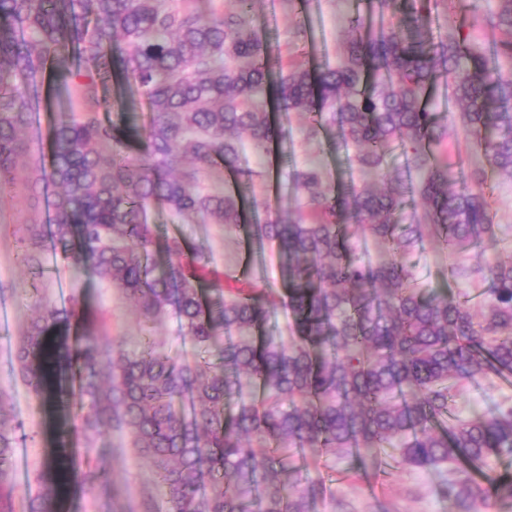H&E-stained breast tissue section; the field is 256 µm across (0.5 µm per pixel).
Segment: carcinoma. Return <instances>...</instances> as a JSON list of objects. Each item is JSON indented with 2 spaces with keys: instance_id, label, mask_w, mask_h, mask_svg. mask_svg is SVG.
I'll return each instance as SVG.
<instances>
[{
  "instance_id": "obj_1",
  "label": "carcinoma",
  "mask_w": 512,
  "mask_h": 512,
  "mask_svg": "<svg viewBox=\"0 0 512 512\" xmlns=\"http://www.w3.org/2000/svg\"><path fill=\"white\" fill-rule=\"evenodd\" d=\"M346 16L336 66H289L275 74L274 47L254 24V0L205 13L173 0H0V193L15 181L18 133L32 121L27 91L49 67L84 77L96 109L71 110L52 130L47 166L35 184L58 188L50 236L83 273L117 288L136 308L138 347L100 341L83 317L75 349L53 337L70 329L79 304L41 303L17 346L21 378L47 394L62 362H77L86 447L105 431L126 433L152 464L169 512H309L320 479L291 457L377 462L382 448L400 466L454 475L442 485L456 512L512 500V405L453 418L457 388L512 375V261L479 262L480 310L453 292L418 285L408 257L424 240L476 251L495 235L484 170L449 187L448 155L432 144L448 126L424 98L451 82L463 129L485 166L512 178V0L486 18L503 37L476 49L465 31L443 39L433 12L453 19L461 0H360ZM121 75L148 100L138 129L111 121L98 86ZM305 117L312 136L336 129L354 162L384 187L332 186L320 170H294L308 213L249 226L282 258L283 289L209 278V255H189L178 236L156 240L148 212L196 215L236 229L243 200L264 169H242L243 140L261 154L282 137L268 102ZM401 149L405 164L389 168ZM222 167L233 191L203 186ZM426 223L405 224L408 200ZM386 247L373 261L353 253L351 228ZM44 230L28 224L22 260L43 271ZM293 315V336H265L268 316ZM175 316L197 355L172 356L153 338ZM18 425L0 413V512H51L68 477L63 452L34 474L37 493L15 508ZM82 471L89 490L106 483Z\"/></svg>"
}]
</instances>
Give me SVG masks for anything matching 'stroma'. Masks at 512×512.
Returning <instances> with one entry per match:
<instances>
[{
	"instance_id": "obj_1",
	"label": "stroma",
	"mask_w": 512,
	"mask_h": 512,
	"mask_svg": "<svg viewBox=\"0 0 512 512\" xmlns=\"http://www.w3.org/2000/svg\"><path fill=\"white\" fill-rule=\"evenodd\" d=\"M350 9V0H309L302 10L290 0H257L254 23L281 48L300 47L303 62L321 68L336 63ZM28 95L32 122L22 135L17 181L10 191L0 194V312L6 315L0 324V412L19 425L13 472L16 495L21 498L34 490L36 469L57 449L71 448L76 454L77 470L94 466L107 473L108 481L87 493L79 479L67 480L58 503L60 512H143V501L148 496L153 499L154 512H168L152 465L137 453L126 436L105 433L96 439L93 448H86L72 424L64 420L65 414L78 412L76 392L54 391L46 397H36L17 372V344L43 299L55 301L62 295L78 299L85 309L97 315L103 342L115 341L131 349L141 339L138 317L129 299L98 279L77 272L61 250L46 247L43 273L37 277L19 260V229L27 224H45L50 219L53 189H46L41 195L34 193L29 180L47 158L55 121L70 109L68 92L58 88L52 74H45ZM429 107L446 118L449 164L456 171L468 168L478 147L463 129L448 98L447 86L436 88ZM276 122L284 132L283 148L291 154L294 167L317 166L331 183L351 180L361 186L370 182V175L352 165L347 151L337 148L335 137L307 138L299 114L277 113ZM484 187L492 204L495 238L483 248V256L489 260L512 259V179L490 172L485 176ZM150 220L158 235H178L190 247L207 249L213 276L220 278L226 269L239 268L247 246L244 233H228L223 225L205 223L196 217L179 220L164 210L153 211ZM409 262L419 282L428 287H449L472 299L482 289L481 282L474 279H448L450 265L475 264L471 253L442 250L429 241L410 256ZM503 403L512 404V386L478 380L457 392L453 413L466 417ZM380 458L388 466L383 473L337 457L309 461L310 473L321 472L326 477L312 512H455L441 490L444 474L394 465L387 450L381 452Z\"/></svg>"
}]
</instances>
